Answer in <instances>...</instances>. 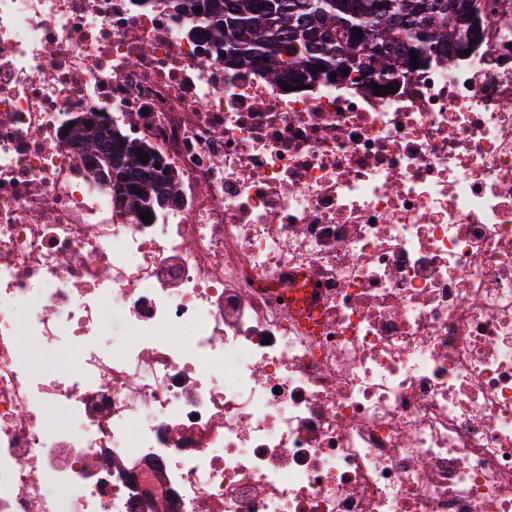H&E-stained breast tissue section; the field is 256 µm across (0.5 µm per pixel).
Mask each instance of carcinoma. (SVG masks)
Here are the masks:
<instances>
[{
    "mask_svg": "<svg viewBox=\"0 0 512 512\" xmlns=\"http://www.w3.org/2000/svg\"><path fill=\"white\" fill-rule=\"evenodd\" d=\"M478 0H180L179 9L209 20L206 40H224L225 62L247 65L262 62L274 82L293 87L311 85L336 74L372 70L368 83L391 85L413 72L415 51L419 65L431 54L458 56L467 50ZM363 36H355V30ZM348 60V73L336 65ZM300 82H294V79ZM96 114L74 127V137L105 159L117 181L112 190L133 209L146 212L166 192H174L169 175L155 161L138 158V147L117 131L102 126ZM142 194H136L137 189Z\"/></svg>",
    "mask_w": 512,
    "mask_h": 512,
    "instance_id": "carcinoma-1",
    "label": "carcinoma"
}]
</instances>
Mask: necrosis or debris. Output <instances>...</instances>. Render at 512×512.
Masks as SVG:
<instances>
[{"mask_svg":"<svg viewBox=\"0 0 512 512\" xmlns=\"http://www.w3.org/2000/svg\"><path fill=\"white\" fill-rule=\"evenodd\" d=\"M483 11L379 96L225 65L175 0H0V512H512ZM93 112L167 166L150 222L65 133Z\"/></svg>","mask_w":512,"mask_h":512,"instance_id":"1","label":"necrosis or debris"}]
</instances>
